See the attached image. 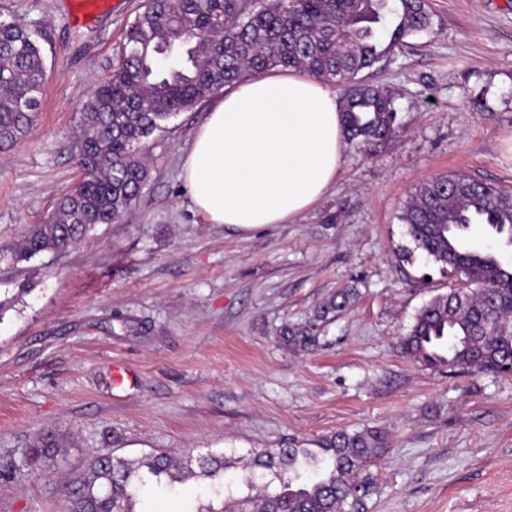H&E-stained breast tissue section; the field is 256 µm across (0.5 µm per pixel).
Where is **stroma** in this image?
Here are the masks:
<instances>
[{
  "mask_svg": "<svg viewBox=\"0 0 512 512\" xmlns=\"http://www.w3.org/2000/svg\"><path fill=\"white\" fill-rule=\"evenodd\" d=\"M143 2L76 25L62 0H0V20L39 31L47 73L31 133L0 149V512H66L64 481L106 451L238 456L365 428L389 440L372 512H512V375L451 374L397 346L460 285L411 252L408 196L454 173L512 190V0H427L430 28L360 74L391 94L395 134L344 147L294 223L242 234L193 210L180 173L204 100L146 142L120 222L16 261L82 177L80 111ZM342 288L350 306L312 344L284 342ZM118 365L133 388L113 384ZM48 435L58 451L28 459Z\"/></svg>",
  "mask_w": 512,
  "mask_h": 512,
  "instance_id": "35a3bbf8",
  "label": "stroma"
}]
</instances>
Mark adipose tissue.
I'll list each match as a JSON object with an SVG mask.
<instances>
[{
  "label": "adipose tissue",
  "instance_id": "obj_1",
  "mask_svg": "<svg viewBox=\"0 0 512 512\" xmlns=\"http://www.w3.org/2000/svg\"><path fill=\"white\" fill-rule=\"evenodd\" d=\"M343 145L334 87L271 71L215 97L181 177L207 223L246 233L293 223L311 208L334 184Z\"/></svg>",
  "mask_w": 512,
  "mask_h": 512
}]
</instances>
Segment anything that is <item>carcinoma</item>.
Masks as SVG:
<instances>
[{
  "instance_id": "carcinoma-1",
  "label": "carcinoma",
  "mask_w": 512,
  "mask_h": 512,
  "mask_svg": "<svg viewBox=\"0 0 512 512\" xmlns=\"http://www.w3.org/2000/svg\"><path fill=\"white\" fill-rule=\"evenodd\" d=\"M146 0L126 31L117 64L88 96L74 147L84 171L16 258L61 252L98 224H110L137 200L147 178L142 146L172 116L195 107L199 89L295 69L343 90L344 139L357 148L395 133L389 92L356 79L430 23L426 0ZM46 77L37 34L0 21V148L28 136ZM414 250L451 268L467 287L433 297L400 338L402 351L450 372L512 371V270L489 252L464 245L481 224L512 247V191L453 174L421 184L401 215ZM338 291L315 311L324 321L350 304ZM378 430L338 431L316 448L256 452L242 483L231 463L209 454L163 453L127 459L108 452L64 485L68 512H138L145 475L169 491L208 483L188 512H368L377 479L369 471L387 447Z\"/></svg>"
}]
</instances>
